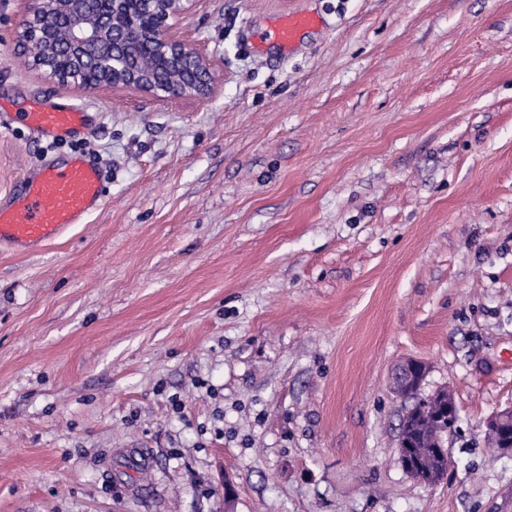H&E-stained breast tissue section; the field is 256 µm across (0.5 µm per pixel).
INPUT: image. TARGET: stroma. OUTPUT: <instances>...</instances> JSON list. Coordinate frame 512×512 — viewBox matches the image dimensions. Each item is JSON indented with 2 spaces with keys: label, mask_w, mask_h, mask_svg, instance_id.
<instances>
[{
  "label": "stroma",
  "mask_w": 512,
  "mask_h": 512,
  "mask_svg": "<svg viewBox=\"0 0 512 512\" xmlns=\"http://www.w3.org/2000/svg\"><path fill=\"white\" fill-rule=\"evenodd\" d=\"M317 14L288 54L253 33ZM0 103L93 116L55 145L0 131V203L83 152L103 203L0 250V512H512V0H197L207 103L63 85L19 64ZM448 387L451 463L398 459L393 368ZM485 439L500 448V453L512 455V408L490 416L485 422Z\"/></svg>",
  "instance_id": "stroma-1"
}]
</instances>
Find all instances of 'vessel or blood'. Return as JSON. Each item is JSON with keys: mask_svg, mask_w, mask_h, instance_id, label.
Wrapping results in <instances>:
<instances>
[{"mask_svg": "<svg viewBox=\"0 0 512 512\" xmlns=\"http://www.w3.org/2000/svg\"><path fill=\"white\" fill-rule=\"evenodd\" d=\"M309 13L289 15L256 33L259 43L278 45L290 52L299 35L317 25ZM90 115L67 100L39 103L29 112H1L0 129L22 124L40 139H66L83 131ZM106 171L84 154L66 163H43L23 178L11 201L0 206V246L32 254L61 237L72 225L85 223L102 204Z\"/></svg>", "mask_w": 512, "mask_h": 512, "instance_id": "obj_1", "label": "vessel or blood"}]
</instances>
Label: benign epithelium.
Masks as SVG:
<instances>
[{"instance_id":"1","label":"benign epithelium","mask_w":512,"mask_h":512,"mask_svg":"<svg viewBox=\"0 0 512 512\" xmlns=\"http://www.w3.org/2000/svg\"><path fill=\"white\" fill-rule=\"evenodd\" d=\"M23 2L24 18L16 36L18 51L33 58L37 70L63 84L83 89H124L148 94L161 91L171 99L195 97L203 104L214 92L209 59L183 40L172 27V21L183 17L198 0H68L67 34L60 48L73 60L83 58L86 52L104 57L110 63L121 55L132 58L140 45H150L160 56L175 60L184 73L183 79L166 85L135 82L136 70L130 65L120 66L121 72L108 79H93L81 67L65 76L57 74L50 51L45 49L47 20L52 16L55 0ZM426 374V364L417 360L406 361L393 374L394 390L405 398L413 396L417 399L403 416L402 424L415 417L422 404H434L444 426L435 448L439 455L446 456L448 437L458 422V406L453 392L447 388L423 398L413 392V388H421ZM484 435L488 442L500 449V453L512 455V408L490 416L485 422ZM411 448L404 432H399V461L406 471L413 469Z\"/></svg>"}]
</instances>
